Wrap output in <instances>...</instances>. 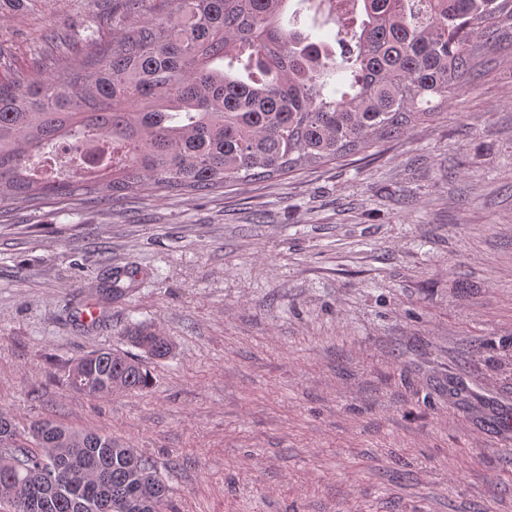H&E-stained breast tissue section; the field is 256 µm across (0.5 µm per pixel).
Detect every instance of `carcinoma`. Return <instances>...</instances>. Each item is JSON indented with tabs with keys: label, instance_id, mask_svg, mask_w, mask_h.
Here are the masks:
<instances>
[{
	"label": "carcinoma",
	"instance_id": "obj_1",
	"mask_svg": "<svg viewBox=\"0 0 512 512\" xmlns=\"http://www.w3.org/2000/svg\"><path fill=\"white\" fill-rule=\"evenodd\" d=\"M125 0L142 16L100 53L48 76L0 86V210L50 197L123 204L146 187L203 195L366 152L443 116L512 40V0ZM312 14L311 30L299 28ZM338 26L340 53L313 30ZM349 77L348 87L336 76ZM105 163L51 175L57 149ZM130 340L163 359L172 341L146 327ZM71 387L108 399L144 391L149 374L106 350L79 359ZM0 495L12 512H167L154 461L109 434L55 420L19 431L0 414Z\"/></svg>",
	"mask_w": 512,
	"mask_h": 512
}]
</instances>
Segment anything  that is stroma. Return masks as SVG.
<instances>
[{"label":"stroma","instance_id":"stroma-1","mask_svg":"<svg viewBox=\"0 0 512 512\" xmlns=\"http://www.w3.org/2000/svg\"><path fill=\"white\" fill-rule=\"evenodd\" d=\"M116 18L139 23L122 0L1 10L0 82L91 56ZM447 112L368 157L0 218V413L129 442L168 512H512V46ZM99 349L149 389L74 391ZM128 337L136 346L158 359L168 357L173 349L172 341L167 336L143 326L135 327Z\"/></svg>","mask_w":512,"mask_h":512}]
</instances>
